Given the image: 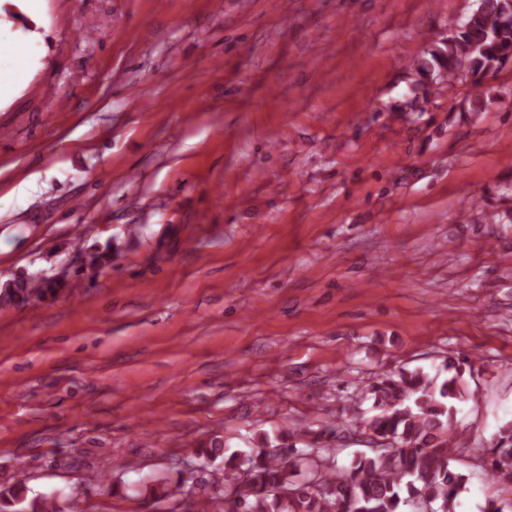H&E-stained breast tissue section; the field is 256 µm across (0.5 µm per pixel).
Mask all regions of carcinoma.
I'll return each instance as SVG.
<instances>
[{"mask_svg":"<svg viewBox=\"0 0 512 512\" xmlns=\"http://www.w3.org/2000/svg\"><path fill=\"white\" fill-rule=\"evenodd\" d=\"M512 64V0H479L467 20L437 42L429 56L416 63L412 101L429 84L469 85L473 111L492 100L483 78ZM118 246L108 241L91 247V270L112 263ZM64 283L52 278L21 276L0 289V302L25 307L34 299L55 296ZM448 377L422 368L385 372L357 388L343 406L348 421L358 419L366 402L378 413L363 421L359 433L372 444L371 453L357 454L344 467L332 449L274 445L224 455V442L201 448L212 484L226 488L223 497L196 502V512L214 503L219 512H456L458 497L468 490L470 474L456 469L455 455L466 437L455 428L457 407L472 400L460 362L445 363ZM485 463L495 481L512 492V425H504ZM246 477H241V473ZM0 512H60L57 500L29 495L25 480L0 490Z\"/></svg>","mask_w":512,"mask_h":512,"instance_id":"carcinoma-1","label":"carcinoma"}]
</instances>
